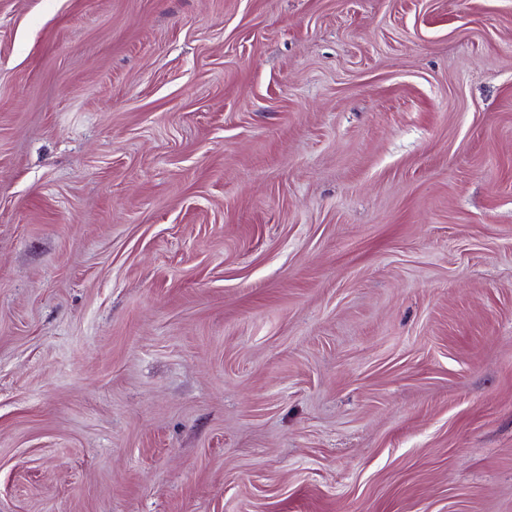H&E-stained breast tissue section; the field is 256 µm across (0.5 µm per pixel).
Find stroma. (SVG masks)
<instances>
[{
  "mask_svg": "<svg viewBox=\"0 0 512 512\" xmlns=\"http://www.w3.org/2000/svg\"><path fill=\"white\" fill-rule=\"evenodd\" d=\"M0 512H512V0H0Z\"/></svg>",
  "mask_w": 512,
  "mask_h": 512,
  "instance_id": "35a3bbf8",
  "label": "stroma"
}]
</instances>
